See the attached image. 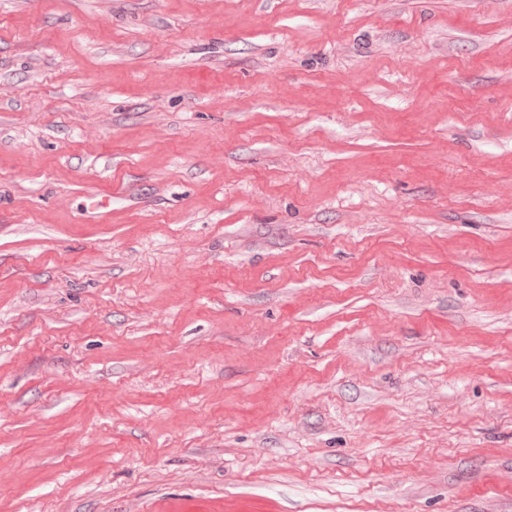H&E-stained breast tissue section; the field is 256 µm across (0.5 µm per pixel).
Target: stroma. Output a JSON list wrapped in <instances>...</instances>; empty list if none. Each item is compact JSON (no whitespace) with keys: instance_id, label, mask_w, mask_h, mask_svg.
<instances>
[{"instance_id":"1","label":"stroma","mask_w":512,"mask_h":512,"mask_svg":"<svg viewBox=\"0 0 512 512\" xmlns=\"http://www.w3.org/2000/svg\"><path fill=\"white\" fill-rule=\"evenodd\" d=\"M0 512H512V0H0Z\"/></svg>"}]
</instances>
